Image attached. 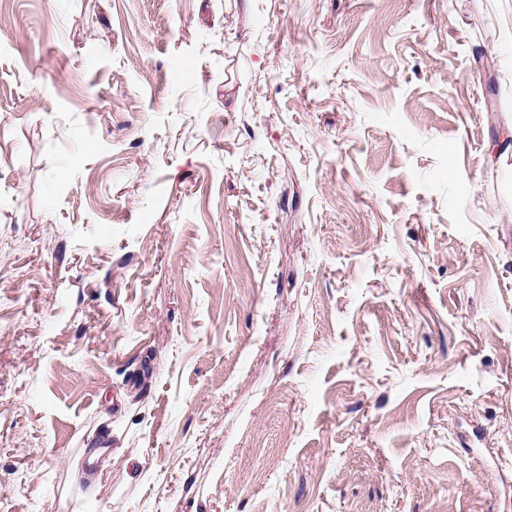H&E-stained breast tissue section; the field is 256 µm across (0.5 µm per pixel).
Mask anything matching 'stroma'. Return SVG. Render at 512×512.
<instances>
[{"label": "stroma", "instance_id": "1", "mask_svg": "<svg viewBox=\"0 0 512 512\" xmlns=\"http://www.w3.org/2000/svg\"><path fill=\"white\" fill-rule=\"evenodd\" d=\"M512 0H0V512H512Z\"/></svg>", "mask_w": 512, "mask_h": 512}]
</instances>
